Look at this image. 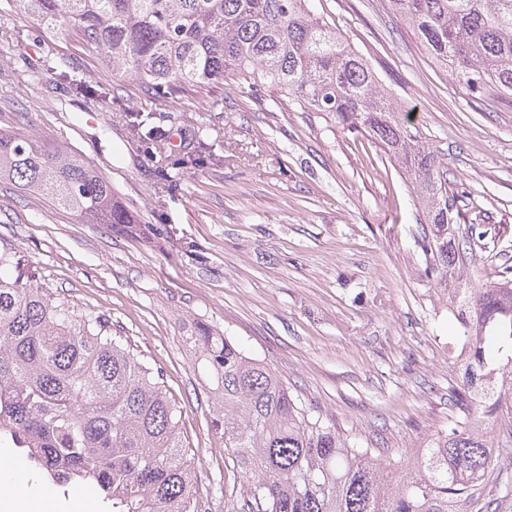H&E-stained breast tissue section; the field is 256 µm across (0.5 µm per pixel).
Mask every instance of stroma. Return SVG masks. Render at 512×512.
<instances>
[{
    "instance_id": "1",
    "label": "stroma",
    "mask_w": 512,
    "mask_h": 512,
    "mask_svg": "<svg viewBox=\"0 0 512 512\" xmlns=\"http://www.w3.org/2000/svg\"><path fill=\"white\" fill-rule=\"evenodd\" d=\"M385 87L413 112L463 185L456 206L482 225L476 270L512 267V102L488 106L422 49L385 0H315ZM46 38L24 12L0 10V129L67 143L140 215L115 234L41 196L0 183V241L26 273L104 314L113 335L164 374L211 512H252L181 339L199 318L288 381L306 409L367 440L383 458L413 457L448 425L461 376L455 319L423 274L411 190L367 139L288 102L259 104L238 83L113 103L110 77L61 45L85 107L46 63ZM129 111L151 113L160 141H140ZM173 178L164 184L160 164ZM41 492L38 512H111L100 493L51 485L0 447Z\"/></svg>"
}]
</instances>
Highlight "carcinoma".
I'll return each mask as SVG.
<instances>
[{
  "label": "carcinoma",
  "instance_id": "1",
  "mask_svg": "<svg viewBox=\"0 0 512 512\" xmlns=\"http://www.w3.org/2000/svg\"><path fill=\"white\" fill-rule=\"evenodd\" d=\"M49 37L76 41L97 72L176 106L183 90L233 76L261 100L276 92L303 112L371 139L412 187L424 274L448 296L466 353L455 412L421 452L392 464L313 416L288 382L203 321L183 327L257 512H483L512 501V469L491 434L512 433V280L485 283L466 265L480 225L454 228L457 193L445 154L392 97L364 56L312 0H16ZM469 94L512 97V0H387ZM41 195L85 224L123 233L136 212L63 143L0 131V182ZM163 374L112 336L109 320L25 274L0 248V435L53 481L93 484L112 512H195L196 475Z\"/></svg>",
  "mask_w": 512,
  "mask_h": 512
}]
</instances>
